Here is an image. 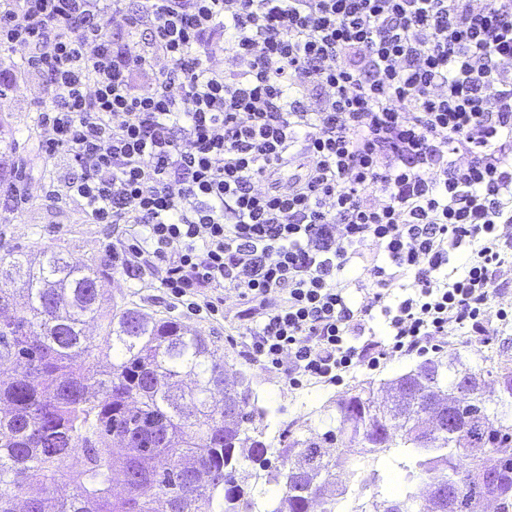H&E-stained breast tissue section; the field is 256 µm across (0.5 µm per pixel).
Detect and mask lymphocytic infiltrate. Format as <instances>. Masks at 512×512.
Masks as SVG:
<instances>
[{
    "mask_svg": "<svg viewBox=\"0 0 512 512\" xmlns=\"http://www.w3.org/2000/svg\"><path fill=\"white\" fill-rule=\"evenodd\" d=\"M0 52L45 201L289 387L512 327V0H0Z\"/></svg>",
    "mask_w": 512,
    "mask_h": 512,
    "instance_id": "lymphocytic-infiltrate-1",
    "label": "lymphocytic infiltrate"
}]
</instances>
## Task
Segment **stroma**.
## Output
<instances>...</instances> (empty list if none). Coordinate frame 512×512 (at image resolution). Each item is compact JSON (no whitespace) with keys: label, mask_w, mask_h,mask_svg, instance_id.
Instances as JSON below:
<instances>
[{"label":"stroma","mask_w":512,"mask_h":512,"mask_svg":"<svg viewBox=\"0 0 512 512\" xmlns=\"http://www.w3.org/2000/svg\"><path fill=\"white\" fill-rule=\"evenodd\" d=\"M12 81L17 89L9 105L0 110V139L14 141L16 158L23 168L20 183L31 194L18 213L5 188L0 186V253L13 247L29 254L47 249L63 251L66 256L91 263L101 271L112 301L131 303L145 312L189 323L207 335L224 336L223 322L170 303L163 290L154 284L133 285L124 279L110 254L112 244L121 237L117 225L87 224L77 207L46 205L39 192L46 170L38 152L39 131L34 110L35 102L42 95V80L16 74ZM224 353L228 364L246 370L251 376L257 394L274 410L277 422L300 432L319 430L320 412L336 396L370 380L378 384L386 382L420 362L415 355L396 358L375 370H356L338 386L314 384L294 390L280 374L242 359L234 346H225Z\"/></svg>","instance_id":"obj_1"}]
</instances>
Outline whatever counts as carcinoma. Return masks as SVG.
<instances>
[{
    "instance_id": "cac0c4a2",
    "label": "carcinoma",
    "mask_w": 512,
    "mask_h": 512,
    "mask_svg": "<svg viewBox=\"0 0 512 512\" xmlns=\"http://www.w3.org/2000/svg\"><path fill=\"white\" fill-rule=\"evenodd\" d=\"M17 177L12 143L0 182ZM0 272V512H432L453 482L458 512H512V367L427 359L336 398L321 433L268 442L269 409L195 327L109 303L103 276L55 251L6 250ZM89 322L98 335L86 332ZM492 382L466 402L455 372ZM464 424L425 431L428 394ZM238 413L224 419V403ZM122 480L124 495L113 494Z\"/></svg>"
}]
</instances>
